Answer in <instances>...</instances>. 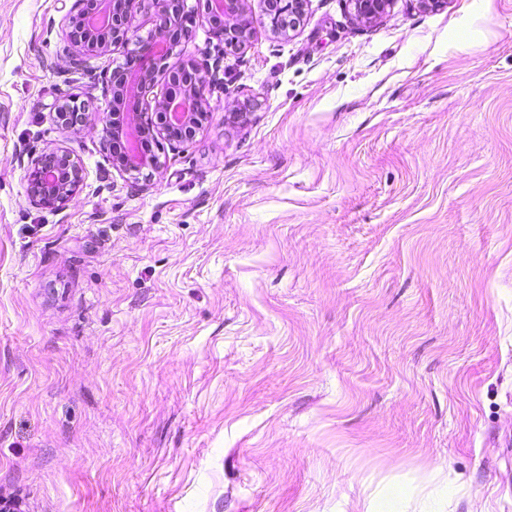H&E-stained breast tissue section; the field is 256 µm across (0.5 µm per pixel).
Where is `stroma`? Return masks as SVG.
<instances>
[{"instance_id": "obj_1", "label": "stroma", "mask_w": 512, "mask_h": 512, "mask_svg": "<svg viewBox=\"0 0 512 512\" xmlns=\"http://www.w3.org/2000/svg\"><path fill=\"white\" fill-rule=\"evenodd\" d=\"M76 0H0V492L25 512H512V0H251L192 142L132 190ZM475 38L451 42L459 28ZM246 108L245 119L232 113ZM71 150L80 193L26 194ZM272 32L283 39L302 24L311 0H261ZM393 0H349L355 15L366 22L380 18ZM84 169L68 148L44 150L32 158L26 173V192L37 207L56 209L65 206L81 190Z\"/></svg>"}]
</instances>
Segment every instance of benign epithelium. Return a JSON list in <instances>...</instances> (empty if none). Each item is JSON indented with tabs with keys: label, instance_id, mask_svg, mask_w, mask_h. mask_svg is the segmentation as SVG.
I'll use <instances>...</instances> for the list:
<instances>
[{
	"label": "benign epithelium",
	"instance_id": "benign-epithelium-1",
	"mask_svg": "<svg viewBox=\"0 0 512 512\" xmlns=\"http://www.w3.org/2000/svg\"><path fill=\"white\" fill-rule=\"evenodd\" d=\"M272 32L286 39L297 31L307 14L311 0H261ZM355 15L366 22L380 18L392 0H349ZM82 8L69 15L67 29L77 51L69 57V66L84 64L83 54L93 51L107 54L116 44L134 45V62L113 66L103 85L108 109L97 115L87 111L85 103L59 99L52 105L58 126L75 130L95 121L99 126L101 151L109 166L126 177L134 189H141L163 171L167 157L161 143L175 148L193 140L209 117L204 90L220 87L221 59L198 62L188 58L168 69L169 60L183 54L182 39L188 36L196 8L190 0H81ZM107 8L108 23L92 30L87 19ZM150 13L152 27L146 35L135 25V12ZM207 14L213 34L224 44V53L245 51L253 37L248 0H207ZM169 70L168 88L146 108L143 102L153 92L157 75ZM176 102L186 105L177 118L172 112ZM84 169L79 158L66 147L47 149L33 158L26 173V192L37 207L56 209L65 206L81 190Z\"/></svg>",
	"mask_w": 512,
	"mask_h": 512
}]
</instances>
